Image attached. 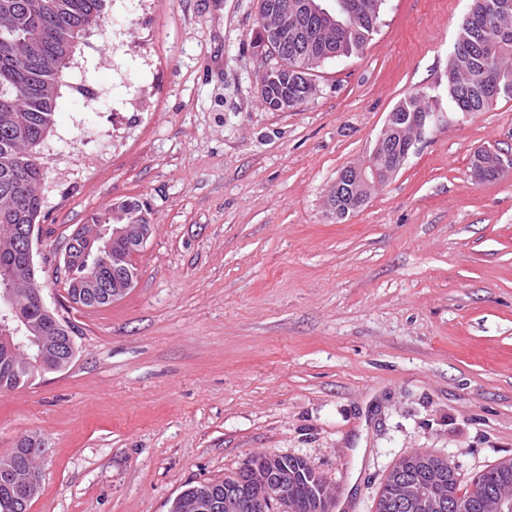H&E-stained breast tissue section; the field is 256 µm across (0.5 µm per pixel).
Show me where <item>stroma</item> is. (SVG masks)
<instances>
[{
  "label": "stroma",
  "instance_id": "stroma-1",
  "mask_svg": "<svg viewBox=\"0 0 512 512\" xmlns=\"http://www.w3.org/2000/svg\"><path fill=\"white\" fill-rule=\"evenodd\" d=\"M471 0H386L363 53L316 70L288 112L259 79L258 0H110L80 44L44 147L33 244L63 371L0 392V454L39 435L29 512H169L187 484L256 453L309 460L348 512L386 473L445 454L463 479L512 457V99L464 117L448 59ZM446 120L339 219L340 171L409 93ZM147 202L138 279L68 301L63 255L88 215ZM482 155H488L490 157L489 163H479L477 159ZM475 159V165L473 166V162ZM474 159L472 162V174L476 182H484L490 179H496L500 175H503L505 172L512 169V154H506L504 152H499L495 149H485L474 154ZM485 167H493L495 172L492 176H488L486 179L484 178V169Z\"/></svg>",
  "mask_w": 512,
  "mask_h": 512
}]
</instances>
